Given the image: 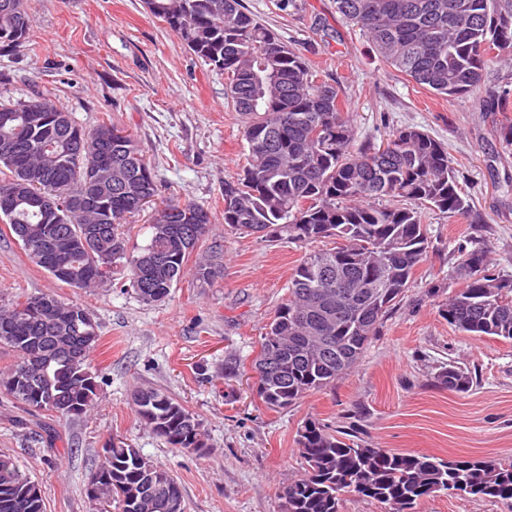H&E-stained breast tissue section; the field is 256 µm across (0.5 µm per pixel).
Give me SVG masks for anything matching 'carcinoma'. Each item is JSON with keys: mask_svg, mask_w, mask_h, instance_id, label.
<instances>
[{"mask_svg": "<svg viewBox=\"0 0 512 512\" xmlns=\"http://www.w3.org/2000/svg\"><path fill=\"white\" fill-rule=\"evenodd\" d=\"M145 4L190 51L224 72L227 99L245 119L247 162L237 179L224 181V196L235 200V208L224 210L225 226L242 233L263 226L295 242L338 240L300 260L252 362L255 369L266 360L282 367L278 381L259 374L257 392L268 407L284 409L350 371L379 334L434 249L422 213L469 216L470 199L447 148L424 130L395 129L389 151L358 142L340 85L318 80L242 0ZM336 12L389 66L448 97L475 94L498 62L492 51L512 46V0H336ZM31 26L27 0H0V50L22 47ZM113 130L104 123L83 130L44 93L0 101V139L15 144L9 156L0 152V169L8 171L0 179V222L30 259L49 250L66 263L71 287H101L112 273L99 266L119 264L143 302H161L185 275L213 215L193 201L171 204L179 210L174 223L151 224L148 243L128 252L123 224L141 210L143 191L155 195L158 185L137 142H111ZM42 188L58 191L65 208L34 204ZM88 227L98 232L92 248H73ZM219 250L210 247L212 261L196 265L198 280L215 274ZM458 254L464 287L439 313L470 336L512 341V281L502 285L487 272L483 249ZM43 298L28 296L0 310V345L15 356L0 376V391L35 412L80 418L100 388L88 364L100 331L84 323L85 309ZM438 380L455 392L472 386L453 367ZM133 401L139 419L172 447H206L200 420L170 395L141 389ZM297 444L304 474L284 488L282 512H340L346 492L389 512H415L426 496L459 484L474 498L512 501L511 462L370 447L314 419L298 427ZM90 482L97 484L91 499L113 502L117 512H165L166 499L184 498L173 474L122 441L110 444V457ZM32 483L0 455V512H45V490L33 491Z\"/></svg>", "mask_w": 512, "mask_h": 512, "instance_id": "1", "label": "carcinoma"}]
</instances>
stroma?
Wrapping results in <instances>:
<instances>
[{"label":"stroma","instance_id":"1","mask_svg":"<svg viewBox=\"0 0 512 512\" xmlns=\"http://www.w3.org/2000/svg\"><path fill=\"white\" fill-rule=\"evenodd\" d=\"M243 5L321 79L339 81L359 141L380 145L393 128L410 125L447 146L474 213L424 212L435 251L356 366L290 407L268 408L250 364L310 247L224 226V183L247 151L224 74L182 45L144 0H28L30 37L0 54V94L23 101L47 90L85 130L105 122L131 133L160 199L208 207L210 240L223 246L214 279L186 275L165 302L147 304L119 267L110 285L94 290L56 280L0 223V306L51 294L82 306L100 326L88 362L103 381L86 416L31 414L0 393V454L43 486L45 512H97L87 486L112 439L177 476L186 512H281L280 491L303 472L296 431L309 418L373 447L512 462V342L464 335L439 313L461 286L458 246L479 243L491 273L512 279V144L500 136L512 111L487 107L512 93V63L490 66L477 95L448 98L388 66L340 18L335 0ZM231 362L237 373L228 378ZM450 364L472 376L468 392L438 385ZM145 388L198 416L207 454L172 447L141 422L132 395ZM46 426L58 433L55 444L42 438ZM416 512H512V502L437 492Z\"/></svg>","mask_w":512,"mask_h":512}]
</instances>
